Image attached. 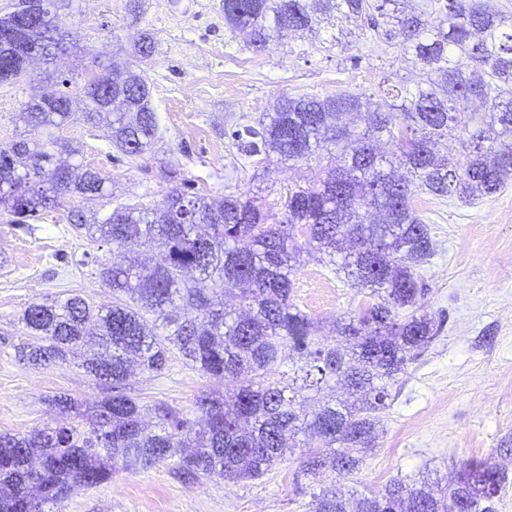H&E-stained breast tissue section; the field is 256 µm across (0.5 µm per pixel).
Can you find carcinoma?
<instances>
[{"label":"carcinoma","instance_id":"1","mask_svg":"<svg viewBox=\"0 0 512 512\" xmlns=\"http://www.w3.org/2000/svg\"><path fill=\"white\" fill-rule=\"evenodd\" d=\"M42 21L41 37L24 40L26 0H15L0 30V74L15 82L28 61L55 58L78 46L58 25L59 0ZM222 0L224 27L245 46L262 49L275 33L311 32L322 24L362 21L379 38L398 40L423 81L411 89L383 78L395 103L356 94L332 98L285 97L255 126L234 132L248 156L274 152L282 162L321 158L325 144L351 140L325 177L294 185L266 206L240 194L189 199L173 189L161 208L135 204L112 210L99 224L71 212L69 224L94 242L136 245L160 252L126 267L103 266L101 281L115 301L96 308L80 295L29 304L22 321L36 342L14 346L18 361L34 368L68 360L83 349L82 367L112 394L83 408L68 394L49 402L51 422L24 435L0 433V512H46L78 488L107 483L112 470L136 474L168 467L194 485L213 474L226 482L258 480L299 447V436L317 440L301 454L314 483L340 486L312 495L310 512H497L512 477L487 461L470 460L460 476L434 494L418 480L398 479L378 496L350 485L363 457L379 438V413L388 407L387 382L404 371L439 333L420 314L425 288L417 269L435 252L428 225L412 205L415 194L476 201L512 180V22L482 0ZM85 111H37L22 118L39 127L75 120L107 128L108 139L139 156L155 137L156 116L146 81L125 103L100 112L107 85L82 86ZM481 100L476 118L470 103ZM402 115L393 129L394 112ZM365 116L356 136L343 119ZM396 149L380 146L382 133ZM459 141L456 157L433 150L435 140ZM34 150L24 138L0 145V204L24 224L54 210L68 196L107 198L106 178L93 169L78 180ZM369 290L374 303L336 320L342 344H328L314 319L292 298L303 246ZM209 377L237 383L231 399L203 391L196 419L165 403L142 405L123 392L130 368L161 371L171 349ZM293 358V374L270 376ZM350 399L305 411L308 393L330 383ZM156 419L142 425L144 412ZM193 452L185 453L183 449Z\"/></svg>","mask_w":512,"mask_h":512}]
</instances>
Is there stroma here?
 <instances>
[{
	"instance_id": "obj_1",
	"label": "stroma",
	"mask_w": 512,
	"mask_h": 512,
	"mask_svg": "<svg viewBox=\"0 0 512 512\" xmlns=\"http://www.w3.org/2000/svg\"><path fill=\"white\" fill-rule=\"evenodd\" d=\"M63 29L93 47L99 59L131 67L148 83L158 131L150 149L124 155L102 129L83 122L46 132L26 130L25 102L61 91L59 77L45 78L39 63L25 77L0 85V143L27 133L43 143L54 137L80 150L72 161L109 181L104 201L72 196L30 226L12 224L0 208V432L24 434L49 423V397L66 393L92 404L106 390L74 362L34 368L14 357L30 341L21 321L25 307L66 294L95 306L112 302L101 266L136 260V248H114L77 236L69 210L87 223L131 204L163 206L171 190L215 198L238 192L266 204L289 184L320 176L331 161L295 165L242 155L232 131L243 129L282 97L376 94L383 77L415 86L419 71L397 43L372 31L321 28L306 40L291 32L255 51L224 27L221 0H69L59 13ZM151 35L150 57L135 54ZM415 209L428 224L435 253L419 271L426 295L421 311L440 326L435 342L390 381L383 432L355 479L363 493H380L407 475L445 483L469 460H487L512 471V183L472 203L420 194ZM295 303L333 342L339 317L366 306L367 291L333 271L320 253L300 257ZM204 390L231 394L229 381L209 378L171 351L163 370L133 368L126 392L140 403L165 402L193 417ZM312 487L298 455L286 456L261 479L238 483L215 476L181 483L167 468L129 474L77 490L60 512H309Z\"/></svg>"
}]
</instances>
